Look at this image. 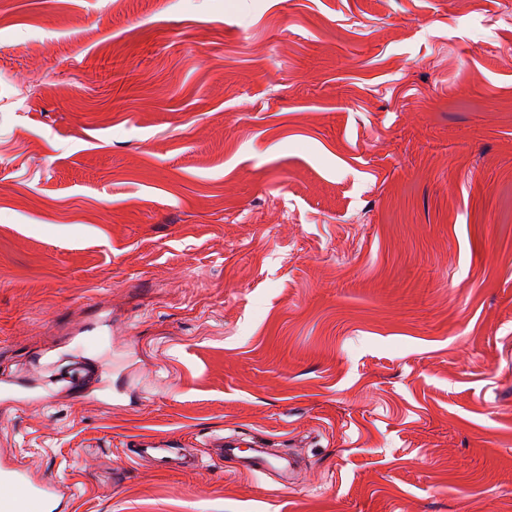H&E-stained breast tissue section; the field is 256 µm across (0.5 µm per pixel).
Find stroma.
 Segmentation results:
<instances>
[{"mask_svg":"<svg viewBox=\"0 0 512 512\" xmlns=\"http://www.w3.org/2000/svg\"><path fill=\"white\" fill-rule=\"evenodd\" d=\"M1 454L71 512H512V0H0ZM127 448L130 458L140 461L149 460L155 462L158 468H170L173 466H192L191 459L179 456L174 451L172 442L165 438L152 435L135 436L128 440ZM225 456L228 458H234L238 462V470L243 473L255 475L257 472H263L266 470L274 469L272 459L274 457H268L264 455H256L250 459H240L232 449L225 450Z\"/></svg>","mask_w":512,"mask_h":512,"instance_id":"stroma-1","label":"stroma"}]
</instances>
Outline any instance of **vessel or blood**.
<instances>
[{
	"mask_svg": "<svg viewBox=\"0 0 512 512\" xmlns=\"http://www.w3.org/2000/svg\"><path fill=\"white\" fill-rule=\"evenodd\" d=\"M132 459L149 460L158 467H187L191 461L178 455L169 439L159 436H135L128 440ZM0 512H65L71 499L68 486L52 478H33L21 463L0 467Z\"/></svg>",
	"mask_w": 512,
	"mask_h": 512,
	"instance_id": "b4317fda",
	"label": "vessel or blood"
}]
</instances>
